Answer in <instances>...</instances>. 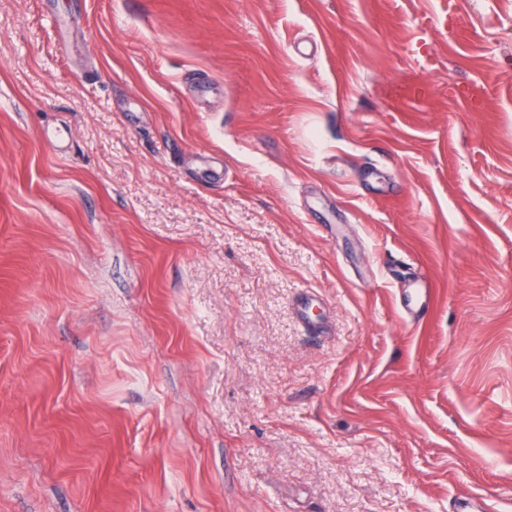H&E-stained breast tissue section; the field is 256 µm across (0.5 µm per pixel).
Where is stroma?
I'll return each mask as SVG.
<instances>
[{
    "mask_svg": "<svg viewBox=\"0 0 512 512\" xmlns=\"http://www.w3.org/2000/svg\"><path fill=\"white\" fill-rule=\"evenodd\" d=\"M462 492L512 512V0H0V512ZM415 299L413 305L409 303L410 314L413 319H423L429 309L432 296H433V285L431 281L424 280L420 288H413ZM315 299L308 295H303L297 300V316L304 324L308 333L311 336H323L325 333V326L321 323L313 321L309 314L310 309L313 307Z\"/></svg>",
    "mask_w": 512,
    "mask_h": 512,
    "instance_id": "stroma-1",
    "label": "stroma"
}]
</instances>
